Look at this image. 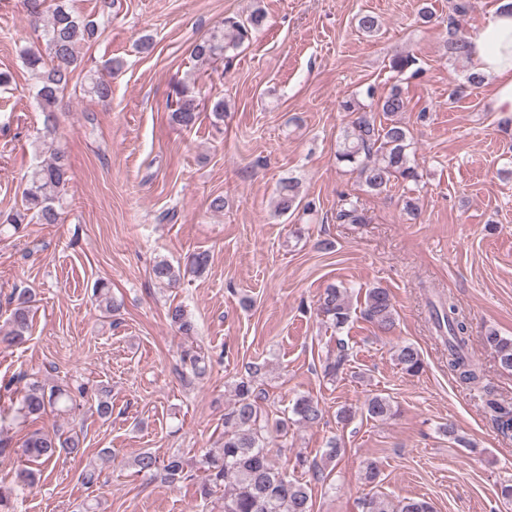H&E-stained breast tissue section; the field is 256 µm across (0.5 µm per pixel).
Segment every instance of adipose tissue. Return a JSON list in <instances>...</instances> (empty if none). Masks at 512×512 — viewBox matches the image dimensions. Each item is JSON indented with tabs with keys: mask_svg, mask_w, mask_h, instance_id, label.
<instances>
[{
	"mask_svg": "<svg viewBox=\"0 0 512 512\" xmlns=\"http://www.w3.org/2000/svg\"><path fill=\"white\" fill-rule=\"evenodd\" d=\"M472 67L491 89L490 107L503 121H512V9L503 8L472 37Z\"/></svg>",
	"mask_w": 512,
	"mask_h": 512,
	"instance_id": "ef3b65f1",
	"label": "adipose tissue"
}]
</instances>
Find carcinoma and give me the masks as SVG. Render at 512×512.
Returning <instances> with one entry per match:
<instances>
[{"instance_id":"1","label":"carcinoma","mask_w":512,"mask_h":512,"mask_svg":"<svg viewBox=\"0 0 512 512\" xmlns=\"http://www.w3.org/2000/svg\"><path fill=\"white\" fill-rule=\"evenodd\" d=\"M21 3L33 24L44 23L48 56H43L37 49L25 48L21 51V57L38 78L36 100L43 115L39 140L49 152V157L29 174L24 189V207L0 212V224H7L16 231L33 221L39 224L60 223L62 192L70 180V174L64 151L54 145L57 109L60 95L81 66L79 45L92 39L97 32V24L75 14L68 0H58L52 8L46 6V0H21ZM469 9V0H455L451 6L452 14L448 16V53L457 58L469 57V40L457 35L455 17L466 14ZM266 19L265 11L259 7L244 19L226 17L224 28L195 42L191 55L202 65L217 61L230 65L234 59L233 52L251 40L264 27ZM416 65L417 58L410 53L396 54L390 61V68L398 73L410 69L417 73L419 69ZM83 92L105 101L112 96V86L110 82L91 74ZM365 96L371 100L375 98L373 87H367ZM339 107L349 120L336 151L338 163L358 172L362 184L370 192L385 190L395 179L407 184L419 183L421 175L410 159V132L398 119V115L407 110V98L401 88L393 86L373 106L362 103L358 96L352 95L342 99ZM169 109V122L182 128L194 126L200 114L199 102L186 85L176 91ZM377 111L385 117V123H376ZM277 193V209L283 214L301 205L306 210L312 207L310 202L303 203L299 181L293 178L281 180ZM337 219L349 224L364 223L358 201L345 200ZM152 275L156 281L169 287L179 285L182 280L180 268L174 267L165 258L155 262ZM94 296L106 313L118 309L107 282H97ZM32 303V295L27 291L13 296L9 329L0 331L1 349L19 347L28 341ZM319 309L336 329L344 328L351 318L347 289L334 284L327 286L320 296ZM361 314L380 331H392L396 318L389 291L380 287L369 289ZM168 318L181 335L188 338L195 335V323L182 306L169 307ZM431 319L439 338L448 349V373L466 386H481L483 374L469 358V324L457 304L450 298L432 306ZM483 342L494 351L500 367L512 371V338L490 331L483 336ZM339 346L338 354L327 359L324 366L325 374L331 377L336 376L347 361L344 343H339ZM395 356L409 375H416L423 369L421 352L412 343L399 346ZM180 362L190 367L195 377L205 373V358L192 348L182 351ZM16 392L20 395L17 417L25 421L34 420L49 409L74 412L90 401L99 417L108 419L112 415L110 391L100 388L93 395L83 382H65L48 387L38 380H29ZM233 392L235 401L224 411L223 447L206 451L192 463L178 454L161 460L151 452H141L133 460L136 472L158 475L173 485L191 477L189 470L193 468L199 472V494L203 501L210 500L218 490H224L218 512H312V495L308 485L275 467L268 445L272 433L282 436L288 433V422L292 416L296 422L308 426L319 424L323 418L319 401L309 395H300L293 401L291 416L278 419L271 425L261 409L266 394L254 386L253 379L242 377L235 381ZM486 396V406L492 413L497 429L504 435L511 434L512 404L496 398L489 390ZM362 411L370 419L381 422L394 415L390 399L381 394L368 396ZM80 453H84L80 436L62 426L51 433L39 430L31 432L20 448L11 447L8 440L0 437V457L20 454L33 464V467L16 473L17 483L23 487L37 484L43 473L61 456ZM100 475L98 463L91 460L81 471L80 479L84 485L91 487L98 483ZM361 512H431V507L418 498L406 497L394 504L370 496L362 500Z\"/></svg>"}]
</instances>
